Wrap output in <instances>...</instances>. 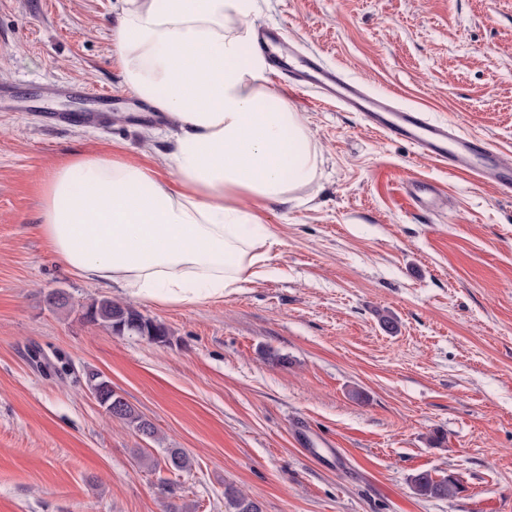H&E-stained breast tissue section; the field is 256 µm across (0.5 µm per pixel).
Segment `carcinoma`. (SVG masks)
Segmentation results:
<instances>
[{"mask_svg": "<svg viewBox=\"0 0 512 512\" xmlns=\"http://www.w3.org/2000/svg\"><path fill=\"white\" fill-rule=\"evenodd\" d=\"M84 319L93 324H100L118 336H139L147 341L165 345L170 342L168 329L161 323L143 315L130 304L102 298L89 304L83 313ZM119 411L105 408V413L112 419L119 420L143 436L153 439L157 430L152 423L143 418L127 401L118 402ZM140 463L152 470L165 465L170 470L186 471L191 468L190 459L179 449H167L163 460L152 455H145ZM412 486L416 494L426 498L448 499L454 496L458 489L455 479L446 477L435 479L426 472L412 477ZM225 507L228 512H261L260 506L247 494L232 487L224 490Z\"/></svg>", "mask_w": 512, "mask_h": 512, "instance_id": "cac0c4a2", "label": "carcinoma"}]
</instances>
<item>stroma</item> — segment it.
Returning a JSON list of instances; mask_svg holds the SVG:
<instances>
[{
	"label": "stroma",
	"instance_id": "stroma-1",
	"mask_svg": "<svg viewBox=\"0 0 512 512\" xmlns=\"http://www.w3.org/2000/svg\"><path fill=\"white\" fill-rule=\"evenodd\" d=\"M123 6L0 0V512H225L228 486L262 512H512V195L313 92L264 82L309 127L319 166L288 204L239 199L271 234L260 279L202 302H137L165 345L84 319L108 291L56 259L42 185L75 155L154 168L167 146L161 113L122 89ZM252 24L512 166V0H256ZM104 92L96 121L57 119ZM407 176L447 200L411 209ZM57 290L68 309L49 303ZM35 349L65 374L35 370ZM89 370L157 439L108 418ZM167 448L191 470L139 465ZM421 472L453 477L456 496L417 495Z\"/></svg>",
	"mask_w": 512,
	"mask_h": 512
}]
</instances>
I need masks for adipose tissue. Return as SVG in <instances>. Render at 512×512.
I'll return each mask as SVG.
<instances>
[{
	"mask_svg": "<svg viewBox=\"0 0 512 512\" xmlns=\"http://www.w3.org/2000/svg\"><path fill=\"white\" fill-rule=\"evenodd\" d=\"M128 2L112 41L125 87L173 129L161 157L171 177L77 158L46 180L40 227L71 273L119 295L220 297L257 277L268 239L238 196L292 201L319 155L299 113L264 87L263 57L241 62L256 0Z\"/></svg>",
	"mask_w": 512,
	"mask_h": 512,
	"instance_id": "1",
	"label": "adipose tissue"
}]
</instances>
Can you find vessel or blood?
<instances>
[{
	"label": "vessel or blood",
	"instance_id": "1",
	"mask_svg": "<svg viewBox=\"0 0 512 512\" xmlns=\"http://www.w3.org/2000/svg\"><path fill=\"white\" fill-rule=\"evenodd\" d=\"M255 51L265 55L273 77L287 76L289 88H310L326 101L360 113L364 122L387 140L403 141L449 173L463 172L478 183L512 193V168L504 166L495 146L485 139L458 131L452 125L429 122L415 108H395L387 99L365 93L361 85L328 66L318 53L297 52L293 40L281 29H258ZM410 206L421 211L439 204V189L424 180H406Z\"/></svg>",
	"mask_w": 512,
	"mask_h": 512
}]
</instances>
